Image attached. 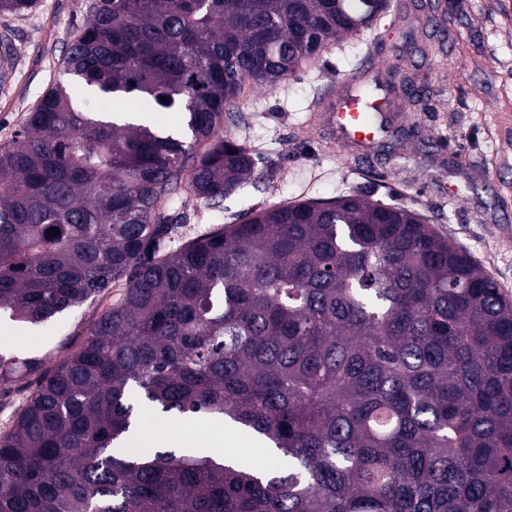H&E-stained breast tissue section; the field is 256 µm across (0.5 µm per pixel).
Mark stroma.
<instances>
[{"mask_svg": "<svg viewBox=\"0 0 512 512\" xmlns=\"http://www.w3.org/2000/svg\"><path fill=\"white\" fill-rule=\"evenodd\" d=\"M437 21L381 15L375 38L345 40L275 88L251 89L241 112L224 126L260 162L258 182L205 207L178 198L166 212L174 244L254 209L327 200L365 186L378 199L427 217L476 260L512 301V0H435ZM85 0H37L19 16L0 15L11 67L0 79V146L10 143L41 95L63 76V56L85 21ZM364 75L375 95L411 78L422 88L417 111L393 108L388 134L369 147L334 145L313 121L321 102L337 99L351 75ZM112 288L91 307L68 311L48 326L0 330V343L21 355L58 364L86 337ZM213 451L262 469L280 456L253 434L211 422Z\"/></svg>", "mask_w": 512, "mask_h": 512, "instance_id": "1", "label": "stroma"}]
</instances>
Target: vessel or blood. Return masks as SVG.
Segmentation results:
<instances>
[{
    "instance_id": "1",
    "label": "vessel or blood",
    "mask_w": 512,
    "mask_h": 512,
    "mask_svg": "<svg viewBox=\"0 0 512 512\" xmlns=\"http://www.w3.org/2000/svg\"><path fill=\"white\" fill-rule=\"evenodd\" d=\"M383 118L380 112L361 111L358 100L347 93L322 115L323 121L334 131L337 144L343 146L374 142Z\"/></svg>"
}]
</instances>
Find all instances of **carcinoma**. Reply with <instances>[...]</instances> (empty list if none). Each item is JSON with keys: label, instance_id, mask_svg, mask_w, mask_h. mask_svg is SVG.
<instances>
[{"label": "carcinoma", "instance_id": "carcinoma-1", "mask_svg": "<svg viewBox=\"0 0 512 512\" xmlns=\"http://www.w3.org/2000/svg\"><path fill=\"white\" fill-rule=\"evenodd\" d=\"M390 8L407 4L86 3L64 72L183 113L185 134L56 84L0 146V317L39 325L125 282L57 365L0 351V384L40 373L0 430V512H512V302L423 216L353 190L169 248L168 200L213 206L255 179L223 135L246 88ZM399 93L419 102L409 79ZM142 401L229 419L288 465L123 453Z\"/></svg>", "mask_w": 512, "mask_h": 512}]
</instances>
